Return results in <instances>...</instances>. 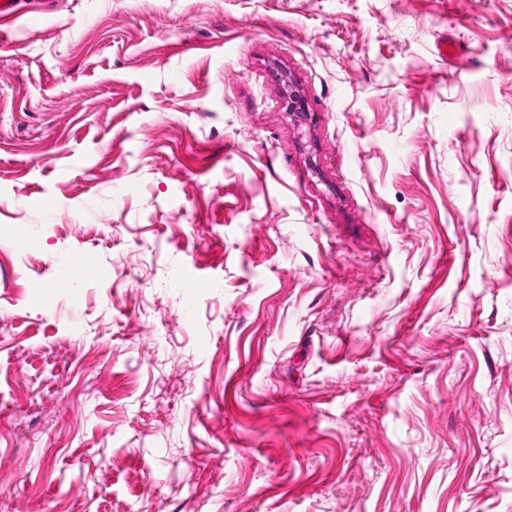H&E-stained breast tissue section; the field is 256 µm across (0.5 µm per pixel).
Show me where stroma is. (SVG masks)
I'll return each mask as SVG.
<instances>
[{
    "instance_id": "1",
    "label": "stroma",
    "mask_w": 512,
    "mask_h": 512,
    "mask_svg": "<svg viewBox=\"0 0 512 512\" xmlns=\"http://www.w3.org/2000/svg\"><path fill=\"white\" fill-rule=\"evenodd\" d=\"M0 512H512V0L16 21Z\"/></svg>"
}]
</instances>
